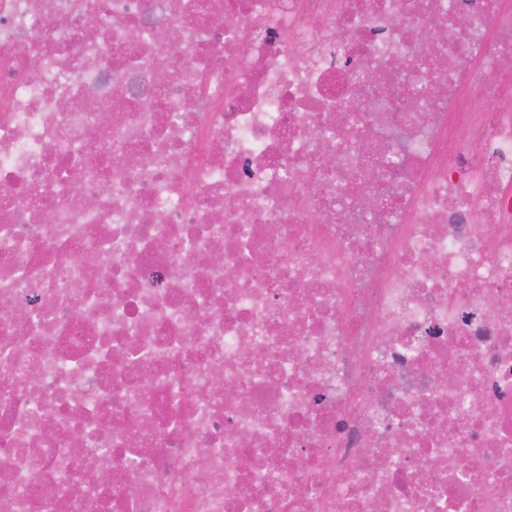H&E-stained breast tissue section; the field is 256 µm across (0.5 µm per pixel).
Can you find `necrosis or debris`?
<instances>
[{"label":"necrosis or debris","instance_id":"4bbe7bcc","mask_svg":"<svg viewBox=\"0 0 512 512\" xmlns=\"http://www.w3.org/2000/svg\"><path fill=\"white\" fill-rule=\"evenodd\" d=\"M0 512H512V0H0Z\"/></svg>","mask_w":512,"mask_h":512}]
</instances>
